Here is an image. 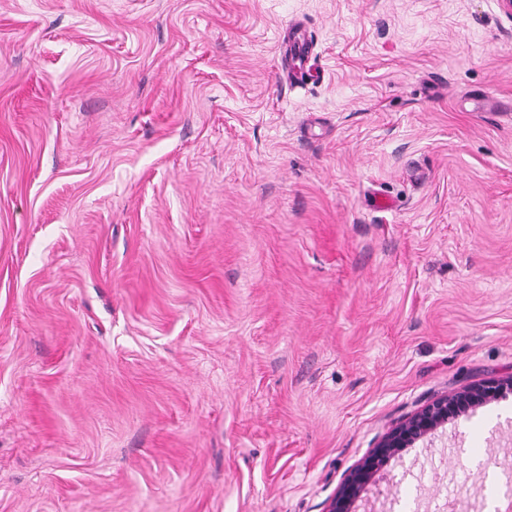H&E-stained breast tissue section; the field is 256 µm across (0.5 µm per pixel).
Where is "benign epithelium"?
<instances>
[{
    "mask_svg": "<svg viewBox=\"0 0 512 512\" xmlns=\"http://www.w3.org/2000/svg\"><path fill=\"white\" fill-rule=\"evenodd\" d=\"M512 392V375L467 386L452 394L440 395L393 424L370 453L343 478L326 501L324 512H357L358 502L368 487L377 484L382 467L404 449L431 439L437 431L493 400Z\"/></svg>",
    "mask_w": 512,
    "mask_h": 512,
    "instance_id": "7a95c632",
    "label": "benign epithelium"
}]
</instances>
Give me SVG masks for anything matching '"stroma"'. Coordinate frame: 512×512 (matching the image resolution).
<instances>
[{"label": "stroma", "mask_w": 512, "mask_h": 512, "mask_svg": "<svg viewBox=\"0 0 512 512\" xmlns=\"http://www.w3.org/2000/svg\"><path fill=\"white\" fill-rule=\"evenodd\" d=\"M510 373L498 0H0V512H323ZM385 470L486 512L512 393ZM512 392V375L485 383L474 384L452 394L440 395L423 407L393 424L375 448L343 478L334 494L326 501L324 512H356L358 502L370 485L383 476L382 467L405 448L431 439L448 423L458 420L493 400Z\"/></svg>", "instance_id": "1"}]
</instances>
